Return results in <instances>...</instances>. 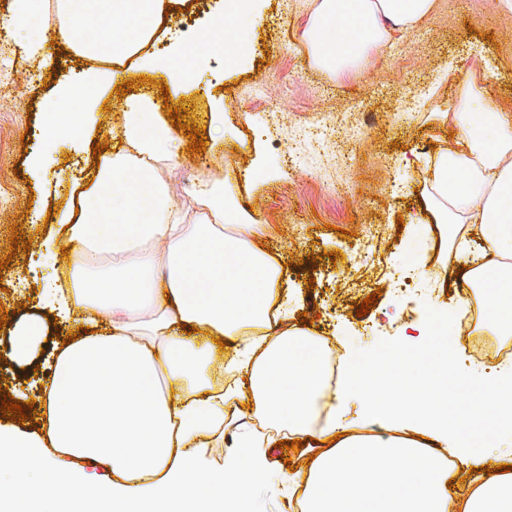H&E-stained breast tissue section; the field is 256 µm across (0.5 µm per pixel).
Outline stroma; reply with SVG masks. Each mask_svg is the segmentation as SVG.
I'll list each match as a JSON object with an SVG mask.
<instances>
[{"label":"stroma","instance_id":"35a3bbf8","mask_svg":"<svg viewBox=\"0 0 512 512\" xmlns=\"http://www.w3.org/2000/svg\"><path fill=\"white\" fill-rule=\"evenodd\" d=\"M210 13L195 27L177 32L183 0H172L165 17L171 31L158 44L198 42L221 0H207ZM250 17L238 22L239 41L216 48L193 83L177 86L170 69L129 65L128 89L100 88L98 120L81 143L44 136V114L58 96L60 79L84 82L88 60L70 50H48L29 60L25 50L0 51V260L11 257L30 276L22 247L47 227L46 214L67 202L55 182L90 172L96 145L112 140L122 114L140 97L167 99L186 107L185 121L205 129L217 118L222 139L204 136L205 151H188L186 128L174 129L180 145L174 165L162 169L174 205L185 206L201 180L229 182L235 205L262 225L263 242L284 254L293 322L313 321L320 336L345 338L357 348L379 351L404 327L423 321L443 302L444 292L462 287L461 274L445 285L431 280L433 250L423 223L426 164L455 143L453 124L437 126L463 83L484 88V105L512 113V10L499 0H436L434 12L417 28L396 34L364 66L341 74L317 67L304 39L311 0H253ZM35 80L26 95L12 91L22 72ZM327 126L316 141V125ZM263 144L266 166L255 171L253 147ZM46 151L47 180L31 171L30 155ZM378 233L380 265L353 271L363 230ZM414 261L418 290L413 297L390 290L384 278ZM35 289L16 288L0 278V310L7 324L36 313ZM368 314L358 309L367 296ZM40 352L19 364L0 358V389L25 405L26 418L0 414V423L38 428L35 388L49 374L47 355L60 341L56 320Z\"/></svg>","mask_w":512,"mask_h":512}]
</instances>
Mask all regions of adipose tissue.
Wrapping results in <instances>:
<instances>
[{
    "mask_svg": "<svg viewBox=\"0 0 512 512\" xmlns=\"http://www.w3.org/2000/svg\"><path fill=\"white\" fill-rule=\"evenodd\" d=\"M166 0H17L9 24L55 11L50 35L103 60L70 122L48 110V138H88L94 89L120 82L125 65L166 68L157 18ZM434 0H313L304 32L315 63L354 68L416 27ZM445 120L462 129L427 169L431 224H458L453 247L491 329L512 336V114L482 112L460 92ZM115 149L92 178H73L36 256L48 269L37 298L75 330L53 353L33 432L0 424V512H262L255 492L287 490L299 512H512V363L468 365L455 351L458 299L415 325L413 346L347 352L336 370L321 337L288 321V269L264 248L262 230L223 185H198L194 222L175 213L158 172L174 164L177 140L158 103L131 105L113 129ZM166 242L163 251L150 241ZM69 250L64 268L56 263ZM44 335L30 316L0 333L15 362ZM437 358H430L432 346ZM337 386H329L332 374ZM476 387L473 409L448 401L449 380ZM495 399L486 438L471 428ZM357 417L347 418L349 402ZM248 425L209 468L204 447L227 418ZM301 440V466L280 471L279 441ZM498 456L506 471L480 470ZM102 466L105 482L86 477ZM470 470L465 486L454 469Z\"/></svg>",
    "mask_w": 512,
    "mask_h": 512,
    "instance_id": "ef3b65f1",
    "label": "adipose tissue"
}]
</instances>
